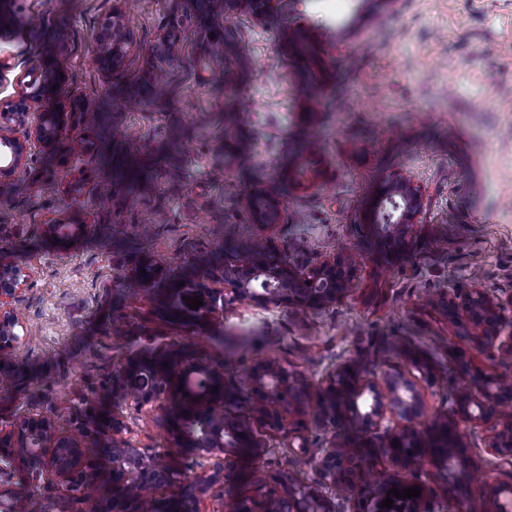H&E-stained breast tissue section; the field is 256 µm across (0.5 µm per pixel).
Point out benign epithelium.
Masks as SVG:
<instances>
[{
    "mask_svg": "<svg viewBox=\"0 0 512 512\" xmlns=\"http://www.w3.org/2000/svg\"><path fill=\"white\" fill-rule=\"evenodd\" d=\"M280 0H224V6H242L260 20ZM117 27L99 36L97 59L114 67L120 59ZM25 92L16 100H0V170L12 171L35 147L51 148L67 134L65 113L42 108L46 91L57 81L54 69L33 71ZM420 189L402 178L384 182L370 203L366 222L380 236L406 243V232L421 210ZM248 206L256 223H276L277 209L252 195ZM81 224H48L45 232L68 244L82 231ZM363 256L339 254L314 267L300 269L274 249L252 252L239 259L225 254L219 294L221 307L246 299L259 307L286 305L292 309H323L350 295L355 273ZM25 274L8 255L0 251V357L9 356L27 337L23 321L12 307ZM181 289H168L163 308L177 321L190 313L180 308ZM448 321L460 337L472 342L458 349L453 365L467 386L443 417L423 425L415 381L393 371L383 373L381 382L365 378L358 361L342 363L329 374L325 384L313 388L303 375L278 363H265L246 372L247 395L228 382L224 367L198 361L183 349L137 356L126 362L116 376L123 399L135 406L150 407L167 421L174 452L151 454L131 445L124 437L122 414L100 412L83 402L76 412L80 422L64 427L42 415L23 416L7 425L0 422V472L3 464L23 460L28 468L46 472L70 490L94 485L101 479L96 449L108 450L112 484L98 495L90 512H142L139 500L130 495L133 487L158 489L179 483L178 496L155 498L148 512H204L206 494L224 478L233 457L255 466L267 451L249 423L230 415L231 408L248 405L258 426L288 441L293 456L309 453L304 416L309 402L316 404L313 418L333 431L336 438L319 451L315 477L299 479L288 471L263 476L248 474L246 489L226 512H253L252 494L264 501V512H336L331 493L345 485V512H387L382 506L386 494H378L365 483L349 479L350 464L337 438L350 434L362 439L358 450L372 455L377 448L388 449L389 465L375 464L389 488L404 491L420 486L411 476L410 460L432 458L443 479L456 482L465 477L477 484L471 496L455 512H512V481L489 482V472L459 452L464 430L483 428L489 432L487 454L495 459L512 457V388L503 386L511 375L486 368L481 357L512 364V322H504L508 303L494 299L478 279L444 301ZM182 455L205 457L208 468L186 476L174 464Z\"/></svg>",
    "mask_w": 512,
    "mask_h": 512,
    "instance_id": "benign-epithelium-1",
    "label": "benign epithelium"
}]
</instances>
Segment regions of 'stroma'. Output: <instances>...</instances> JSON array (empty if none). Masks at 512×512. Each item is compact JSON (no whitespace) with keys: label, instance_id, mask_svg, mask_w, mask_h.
Listing matches in <instances>:
<instances>
[{"label":"stroma","instance_id":"stroma-1","mask_svg":"<svg viewBox=\"0 0 512 512\" xmlns=\"http://www.w3.org/2000/svg\"><path fill=\"white\" fill-rule=\"evenodd\" d=\"M116 13L128 41L106 71L97 38ZM0 52L14 61L0 99L30 69H63L43 105L69 128L0 173V250L29 274L0 421L65 423L90 399L122 413L126 439L166 451L167 422L112 383L128 358L171 347L239 372L276 362L314 386L354 359L371 380L393 364L416 378L425 421L452 407L462 382L448 365L469 342L443 298L475 275L512 298V0H282L260 21L224 0H0ZM303 167L318 187L296 185ZM403 177L423 206L389 255L364 215ZM253 194L275 200L276 223L255 222ZM48 224L85 230L65 250ZM260 237L301 268L362 253L352 293L301 315L243 299L197 322L160 316L171 278L193 287ZM147 260L162 267L148 294L130 286ZM394 340L404 352L390 357ZM4 480L18 512L69 494L18 461Z\"/></svg>","mask_w":512,"mask_h":512}]
</instances>
